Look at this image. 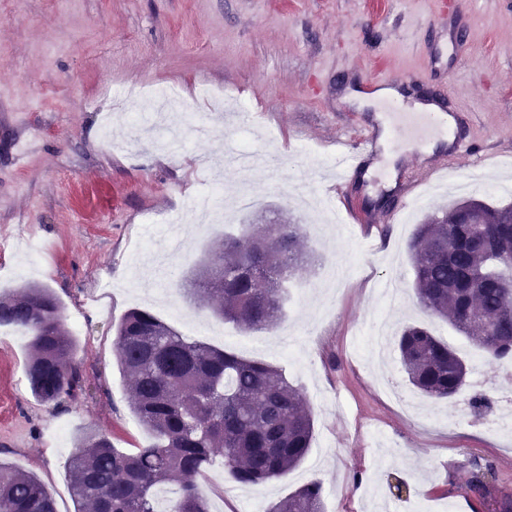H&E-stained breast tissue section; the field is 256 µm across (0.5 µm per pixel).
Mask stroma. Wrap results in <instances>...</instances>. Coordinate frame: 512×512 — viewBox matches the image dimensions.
<instances>
[{"instance_id": "1", "label": "stroma", "mask_w": 512, "mask_h": 512, "mask_svg": "<svg viewBox=\"0 0 512 512\" xmlns=\"http://www.w3.org/2000/svg\"><path fill=\"white\" fill-rule=\"evenodd\" d=\"M375 74L444 98L457 141L477 139L482 160L456 151L448 175L478 167L512 181V10L504 0H0V293L29 283L54 292L71 360L90 386L77 401L42 404L26 371L31 333L0 334V461L36 476L57 512H74L67 462L85 433L106 432L127 453L151 440L131 413L114 349L133 308L278 367L308 401L314 431L300 465L254 486L215 461L198 479L211 512H237L255 493L275 502L311 481L322 485L325 512H381L385 504L391 512H484L458 484L488 464L497 486L512 492V418L489 432L462 416L482 378L495 377L505 395L512 379L496 378V360L415 304L407 241L458 194L422 189L404 201L411 166L435 161L416 138H379L343 196L331 188L329 141L358 138L383 113L345 99ZM158 87L177 88L211 136L187 138L172 153L131 135L129 109L113 89L144 98ZM236 101L254 113L253 125H238ZM106 124L122 147L109 146ZM32 131L38 149L17 157L18 138ZM228 141L283 153L279 179L227 165ZM215 173L225 196L244 184L257 204L203 235L185 221L166 292L151 276L133 278L127 257L147 218L186 211ZM349 207L383 224L378 250L344 222ZM396 211L402 220L390 223ZM288 222L301 225L312 260L289 283L275 328L245 331L186 301L185 276L224 232ZM33 236L48 263L30 264ZM378 316L394 333L424 325L462 353V393L420 394L394 347L378 367L368 337Z\"/></svg>"}]
</instances>
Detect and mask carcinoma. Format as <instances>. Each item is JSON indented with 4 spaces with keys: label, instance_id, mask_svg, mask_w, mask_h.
Masks as SVG:
<instances>
[{
    "label": "carcinoma",
    "instance_id": "obj_1",
    "mask_svg": "<svg viewBox=\"0 0 512 512\" xmlns=\"http://www.w3.org/2000/svg\"><path fill=\"white\" fill-rule=\"evenodd\" d=\"M408 252L420 308L449 321L494 359L512 361V289L498 267L512 254V206L460 201L416 225ZM309 260L300 225L255 224L246 236L224 235L184 292L199 302L218 299L213 312L243 329H272L283 308L281 275L298 273ZM473 317L490 320L492 330L484 332ZM4 326L33 333L27 375L38 401L57 405L87 394L49 289L0 294ZM396 343L409 383L423 394L448 398L466 385L465 360L427 328L409 326ZM114 347L131 385V412L154 441L129 454L103 432L83 437L68 461L77 512H210L196 477L216 456L237 481L256 485L287 474L307 455L311 412L273 365L190 340L137 309L121 319ZM492 470L488 464L471 472L466 487L486 512H512V493L486 480ZM171 481L179 491L161 510L159 489ZM0 512L56 508L40 480L0 462ZM266 512H323L321 488L303 485L269 503Z\"/></svg>",
    "mask_w": 512,
    "mask_h": 512
}]
</instances>
